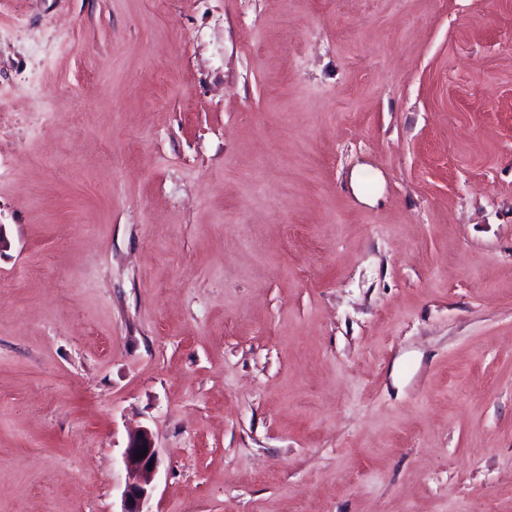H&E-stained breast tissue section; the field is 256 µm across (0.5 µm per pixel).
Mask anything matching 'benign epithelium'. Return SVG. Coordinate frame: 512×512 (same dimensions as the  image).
<instances>
[{
  "label": "benign epithelium",
  "instance_id": "obj_1",
  "mask_svg": "<svg viewBox=\"0 0 512 512\" xmlns=\"http://www.w3.org/2000/svg\"><path fill=\"white\" fill-rule=\"evenodd\" d=\"M147 450L139 459L138 453ZM127 472V482L122 494V512H146L144 507L151 495V482L160 459L148 432L142 431L130 437L122 456Z\"/></svg>",
  "mask_w": 512,
  "mask_h": 512
}]
</instances>
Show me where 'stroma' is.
Segmentation results:
<instances>
[{"label":"stroma","mask_w":512,"mask_h":512,"mask_svg":"<svg viewBox=\"0 0 512 512\" xmlns=\"http://www.w3.org/2000/svg\"><path fill=\"white\" fill-rule=\"evenodd\" d=\"M0 512H512V0H0ZM148 449L146 456L136 459L138 453ZM127 472V482L122 494V511L148 512L144 507L151 495V482L156 473L160 459L157 448L147 431H141L130 437L122 456ZM150 462L152 468L148 469Z\"/></svg>","instance_id":"stroma-1"}]
</instances>
